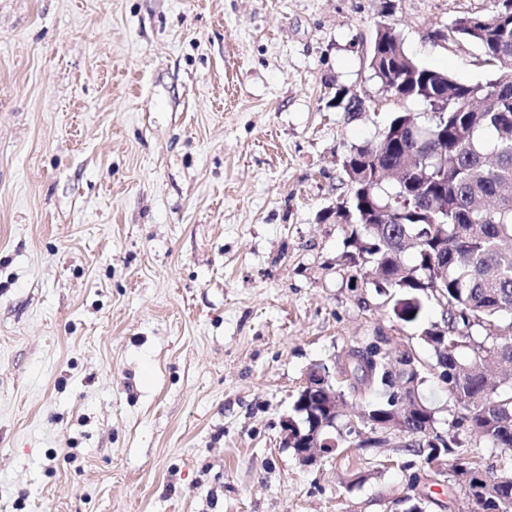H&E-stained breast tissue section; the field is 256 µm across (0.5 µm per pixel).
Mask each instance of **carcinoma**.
<instances>
[{
  "instance_id": "carcinoma-1",
  "label": "carcinoma",
  "mask_w": 512,
  "mask_h": 512,
  "mask_svg": "<svg viewBox=\"0 0 512 512\" xmlns=\"http://www.w3.org/2000/svg\"><path fill=\"white\" fill-rule=\"evenodd\" d=\"M442 37L475 48L478 63L495 67L493 77L471 82L426 67L405 51L396 24H378L366 64L400 108L375 140L351 147L345 198L323 220L354 225L347 260L354 267L371 260L382 287L398 290L392 313L399 322L422 321L424 297L446 311L444 325L421 334L435 357L429 371L456 408L445 435L419 394L424 377L393 371L397 352L384 340L347 352L359 356L348 365L349 389L365 397L374 424L391 419L404 386L418 392L406 430L421 431L415 453L424 466L411 487L427 484L435 454L447 453L448 490L456 487L454 471L466 468L474 512H512V464L488 454L490 447L512 451V395L490 387L483 372L492 361L512 363V321H499L512 312V0L490 15L456 19ZM411 101L432 113L428 122L405 109ZM336 105L352 120L366 110L357 96ZM447 347L456 353L445 365Z\"/></svg>"
}]
</instances>
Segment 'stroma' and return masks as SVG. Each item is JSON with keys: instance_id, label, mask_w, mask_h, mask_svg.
I'll use <instances>...</instances> for the list:
<instances>
[{"instance_id": "35a3bbf8", "label": "stroma", "mask_w": 512, "mask_h": 512, "mask_svg": "<svg viewBox=\"0 0 512 512\" xmlns=\"http://www.w3.org/2000/svg\"><path fill=\"white\" fill-rule=\"evenodd\" d=\"M495 0H0V512H402L404 438L312 467L283 445L309 368L383 337L433 361L350 268L343 159ZM372 107L348 119L338 94Z\"/></svg>"}]
</instances>
